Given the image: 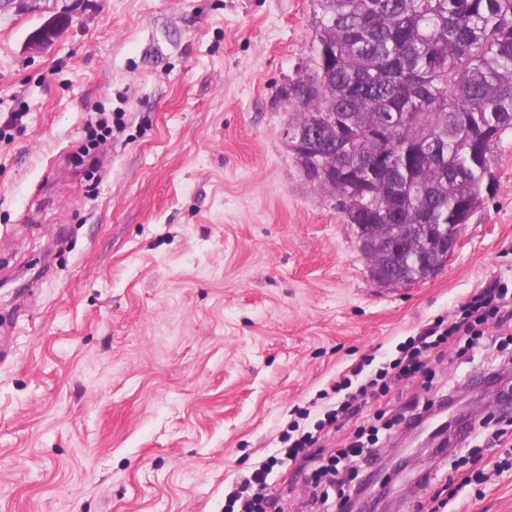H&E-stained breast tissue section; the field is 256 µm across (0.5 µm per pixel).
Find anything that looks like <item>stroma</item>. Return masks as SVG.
<instances>
[{"mask_svg":"<svg viewBox=\"0 0 512 512\" xmlns=\"http://www.w3.org/2000/svg\"><path fill=\"white\" fill-rule=\"evenodd\" d=\"M316 0H0V512H224L299 412L474 294L512 282V132L433 278L379 287L357 229L283 138ZM52 25L51 38L35 31ZM112 134L78 163L90 127ZM430 354L304 466L386 443L407 403L512 357ZM475 389L455 452L385 471L392 512H512V435Z\"/></svg>","mask_w":512,"mask_h":512,"instance_id":"stroma-1","label":"stroma"}]
</instances>
